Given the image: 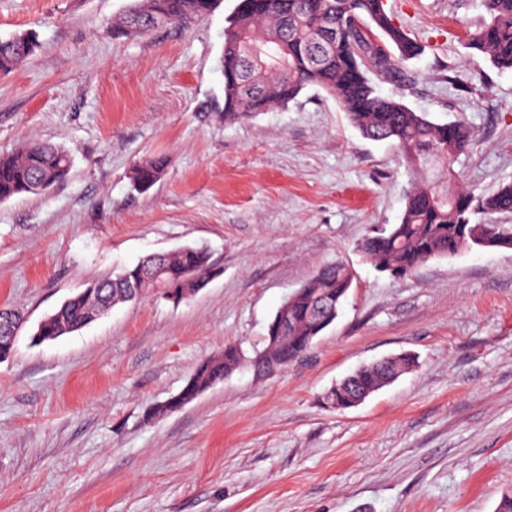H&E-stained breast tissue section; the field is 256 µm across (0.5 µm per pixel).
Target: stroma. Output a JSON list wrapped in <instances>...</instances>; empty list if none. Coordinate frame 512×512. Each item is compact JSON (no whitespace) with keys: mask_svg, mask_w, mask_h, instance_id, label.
Segmentation results:
<instances>
[{"mask_svg":"<svg viewBox=\"0 0 512 512\" xmlns=\"http://www.w3.org/2000/svg\"><path fill=\"white\" fill-rule=\"evenodd\" d=\"M131 0H0V37L38 47L0 74V154L49 141L67 178L0 202V308L25 318L0 361V512H496L512 489V250L463 251L398 279L358 250L399 223L412 177L335 96L224 121V29L239 0L189 27L117 38ZM419 42L381 95L475 141L453 187L512 181V73L466 46L479 0H383ZM163 155L148 191L131 176ZM182 247L216 269L172 305L147 293L41 344L45 315L97 279ZM352 287L336 323L280 371L241 368L147 420L206 358L254 356L281 303L320 267ZM400 353L413 371L344 409L325 392Z\"/></svg>","mask_w":512,"mask_h":512,"instance_id":"1","label":"stroma"}]
</instances>
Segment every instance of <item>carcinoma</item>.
Wrapping results in <instances>:
<instances>
[{"label": "carcinoma", "instance_id": "1", "mask_svg": "<svg viewBox=\"0 0 512 512\" xmlns=\"http://www.w3.org/2000/svg\"><path fill=\"white\" fill-rule=\"evenodd\" d=\"M218 0H132L112 21L119 37L142 36L155 20L186 26L210 14ZM485 16L469 32L467 48L483 55L501 72H512V0H480ZM329 27L340 29L333 42L323 40ZM37 47L35 35L0 38V73L19 67ZM422 53L421 47L386 14L383 0H240L224 29V120L235 121L285 106L309 86L336 97L352 124L369 139L391 142L417 177L406 196L400 223L367 237L364 257L393 277L412 273L427 261L473 248L512 249V224L475 222L481 214H512V183L488 196L448 190L453 165L474 141L463 122L437 124L404 104L382 96L371 75L400 77ZM71 167L61 147L31 141L0 155V202L21 194H40L66 179ZM165 159L139 164L133 183L148 189L162 176ZM213 273L202 248L150 255L131 267L89 284L44 318L37 336L54 340L74 332L113 306L154 293L177 306L204 286ZM343 265L329 264L278 309L264 349L252 360L260 375L279 371L308 350L331 326L351 287ZM243 363L241 348L203 360L186 385L166 402L151 408L150 419L174 412L224 380ZM412 365L408 355L365 366L344 384L324 394L331 408H347L363 393H372Z\"/></svg>", "mask_w": 512, "mask_h": 512}]
</instances>
